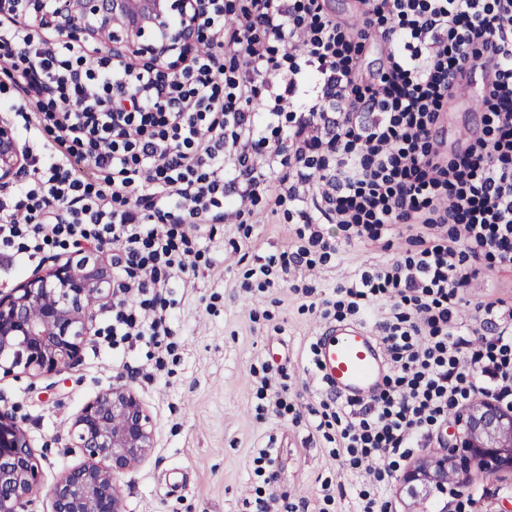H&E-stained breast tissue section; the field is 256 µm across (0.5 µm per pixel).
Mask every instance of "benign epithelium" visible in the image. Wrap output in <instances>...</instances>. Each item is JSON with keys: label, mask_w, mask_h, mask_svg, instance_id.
Returning a JSON list of instances; mask_svg holds the SVG:
<instances>
[{"label": "benign epithelium", "mask_w": 512, "mask_h": 512, "mask_svg": "<svg viewBox=\"0 0 512 512\" xmlns=\"http://www.w3.org/2000/svg\"><path fill=\"white\" fill-rule=\"evenodd\" d=\"M16 0H0V15L23 27L52 29L71 42L102 35L114 59L160 60L173 47L193 54L202 35L197 22L171 32L168 21L181 0H28V10H14ZM27 151L19 146L12 122L0 116V191L26 169ZM112 282V260H54L0 293V375L15 370L32 377L60 375L78 360L94 314L88 304L104 298ZM451 439L442 453L416 459L399 476L412 498L443 501L434 512H448V495H457L474 471L512 475V408L489 397L455 413ZM73 447L84 461L66 469L51 489L53 512H123L119 478L154 448L152 417L136 392L114 385L89 399L72 424ZM39 460L18 417L0 410V512H26L40 489Z\"/></svg>", "instance_id": "1"}]
</instances>
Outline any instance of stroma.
Segmentation results:
<instances>
[{"label":"stroma","mask_w":512,"mask_h":512,"mask_svg":"<svg viewBox=\"0 0 512 512\" xmlns=\"http://www.w3.org/2000/svg\"><path fill=\"white\" fill-rule=\"evenodd\" d=\"M338 243L330 261L302 269L274 266L271 285L243 290L247 270L289 250L295 225L258 203L248 224L188 228L198 253L194 270L169 290L177 348L155 370L144 343L101 344L112 309H96L78 365L60 375L0 376V408L15 411L41 462V487L27 512H52L50 488L65 467L82 462L70 450L74 414L99 391L121 383L135 389L155 422L150 457L120 478L124 512H353L365 473L350 471L310 426L309 407L334 395L322 382L311 350L328 321L319 304L359 269L401 254L404 239L385 235L344 244L337 225L323 224ZM286 374L291 412L258 416L260 374ZM257 448L273 449L263 476L253 474Z\"/></svg>","instance_id":"stroma-1"}]
</instances>
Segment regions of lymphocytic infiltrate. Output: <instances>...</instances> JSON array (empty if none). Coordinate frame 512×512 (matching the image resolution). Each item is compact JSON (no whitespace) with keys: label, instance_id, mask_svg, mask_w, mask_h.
I'll list each match as a JSON object with an SVG mask.
<instances>
[{"label":"lymphocytic infiltrate","instance_id":"f902f5d3","mask_svg":"<svg viewBox=\"0 0 512 512\" xmlns=\"http://www.w3.org/2000/svg\"><path fill=\"white\" fill-rule=\"evenodd\" d=\"M358 3L354 28L325 0H183L209 37L157 67L0 25V51L20 48L58 92L35 180L13 208L0 203V245L24 259L60 239L115 246L112 285L127 297L112 341L166 350L162 293L197 259L184 225L242 218L262 198L273 212L295 203L297 240L278 260L297 267L312 248L335 251L323 220L349 243L405 238L403 256L321 301L340 321L383 312L382 385L359 410H310L315 431L335 428L344 465L385 488L475 396L512 407V323L495 320L512 296L489 294L473 324L457 320L472 280L512 273V0ZM369 42L386 62L365 73ZM480 67L492 72L481 125L443 149L448 101Z\"/></svg>","mask_w":512,"mask_h":512}]
</instances>
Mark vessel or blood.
I'll return each instance as SVG.
<instances>
[{"mask_svg": "<svg viewBox=\"0 0 512 512\" xmlns=\"http://www.w3.org/2000/svg\"><path fill=\"white\" fill-rule=\"evenodd\" d=\"M485 79L475 75L449 102V111L472 107ZM319 370L323 379L344 399L373 395L384 374L381 350L363 325L335 327L322 336L319 345Z\"/></svg>", "mask_w": 512, "mask_h": 512, "instance_id": "vessel-or-blood-1", "label": "vessel or blood"}]
</instances>
